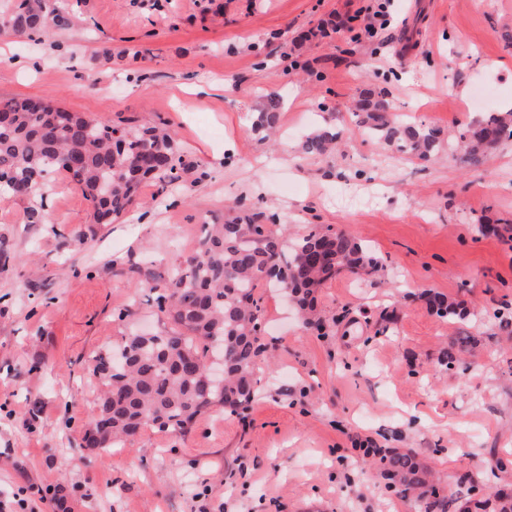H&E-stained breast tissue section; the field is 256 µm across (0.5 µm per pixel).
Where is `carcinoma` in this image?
Returning a JSON list of instances; mask_svg holds the SVG:
<instances>
[{"label": "carcinoma", "mask_w": 512, "mask_h": 512, "mask_svg": "<svg viewBox=\"0 0 512 512\" xmlns=\"http://www.w3.org/2000/svg\"><path fill=\"white\" fill-rule=\"evenodd\" d=\"M6 32L33 39L52 27L65 31L72 15L61 0H15ZM283 101L265 99L251 132L270 136ZM358 130L365 136L420 160L443 149L459 153L460 162L478 170L489 150L512 139V109L490 112L477 125L451 137L438 127L390 112L384 91L359 99ZM0 202L27 199L31 224L49 223L42 183L33 175L43 170L64 172L80 186L92 211V223L110 224L135 202L142 184L152 180L164 192L179 179L172 132L165 126L120 127L73 112H36L28 98L0 100ZM120 138L112 140V134ZM343 132L317 130L302 142L312 156L332 153ZM378 261L354 236L331 226L307 224L288 239L275 222L243 214L222 224L206 225L196 248L164 273L148 271L153 306L168 319L167 331L131 330L118 350L104 347L93 357L92 374L102 390L90 418L105 421L109 434L100 440L83 437L88 448L106 451L129 441L146 426L181 433L205 409L219 404L231 415L247 410L256 395V372L266 352L263 323L255 288L266 283L295 301L303 322L322 330L308 317L313 289L348 269L369 275ZM441 318L459 316L443 295L428 299ZM471 344L455 339L442 351L441 363L459 361L456 350ZM378 467L385 488L411 499L416 512H448L458 504L439 493V478L411 451L364 453ZM466 490L472 512H512V499L496 490L474 498Z\"/></svg>", "instance_id": "cac0c4a2"}]
</instances>
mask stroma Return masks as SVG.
Segmentation results:
<instances>
[{"label":"stroma","instance_id":"1","mask_svg":"<svg viewBox=\"0 0 512 512\" xmlns=\"http://www.w3.org/2000/svg\"><path fill=\"white\" fill-rule=\"evenodd\" d=\"M367 0H68L73 25L47 43L0 37V99L50 101L132 127L167 124L181 156L167 191L145 183L118 221L93 224L81 189L53 174L51 225L27 201L0 202V498L55 512L65 482L75 512H413L384 489L359 448L412 450L449 487L512 486V340L494 312L512 303V140L484 171L448 153L420 161L358 134L356 101L387 90L391 111L460 132L512 108V0H398L387 42L355 44L341 22ZM339 30H332V23ZM331 28L312 38L311 30ZM280 95L279 142L251 134ZM352 136L306 156L317 127ZM302 227L329 224L383 265L315 293L325 329L306 330L260 285L265 340L257 393L240 416L215 406L184 433L148 428L131 446L82 447L100 385L91 357L130 325L157 331L141 268L193 250L232 202ZM468 316L444 320L423 295ZM127 310L118 318V310ZM474 337L464 366L444 347Z\"/></svg>","mask_w":512,"mask_h":512}]
</instances>
